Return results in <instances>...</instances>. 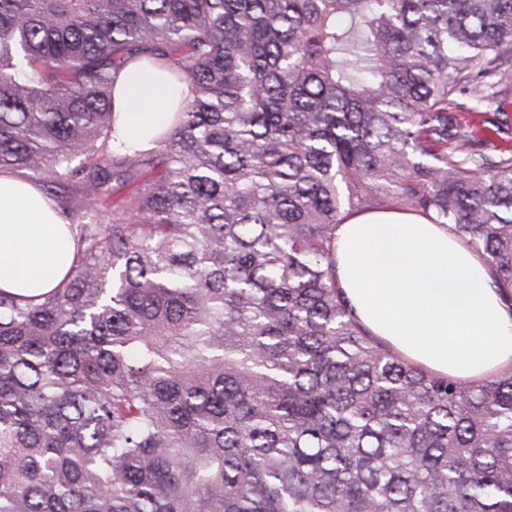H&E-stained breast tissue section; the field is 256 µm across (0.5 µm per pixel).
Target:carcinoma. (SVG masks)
I'll use <instances>...</instances> for the list:
<instances>
[{
  "mask_svg": "<svg viewBox=\"0 0 512 512\" xmlns=\"http://www.w3.org/2000/svg\"><path fill=\"white\" fill-rule=\"evenodd\" d=\"M134 63L189 89L148 150ZM487 88L512 0H0V171L110 215L0 289V512H512V369L435 375L336 281L337 225L397 211L512 309V153L459 119Z\"/></svg>",
  "mask_w": 512,
  "mask_h": 512,
  "instance_id": "cac0c4a2",
  "label": "carcinoma"
}]
</instances>
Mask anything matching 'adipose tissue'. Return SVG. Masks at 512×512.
Returning a JSON list of instances; mask_svg holds the SVG:
<instances>
[{"label": "adipose tissue", "instance_id": "1", "mask_svg": "<svg viewBox=\"0 0 512 512\" xmlns=\"http://www.w3.org/2000/svg\"><path fill=\"white\" fill-rule=\"evenodd\" d=\"M174 91L155 69L120 75L115 110L124 140L147 147L169 123ZM74 241L39 188L0 174V288L49 291ZM338 284L360 324L426 369L469 383L512 367V309L483 257L447 225L399 212L360 213L336 230Z\"/></svg>", "mask_w": 512, "mask_h": 512}]
</instances>
